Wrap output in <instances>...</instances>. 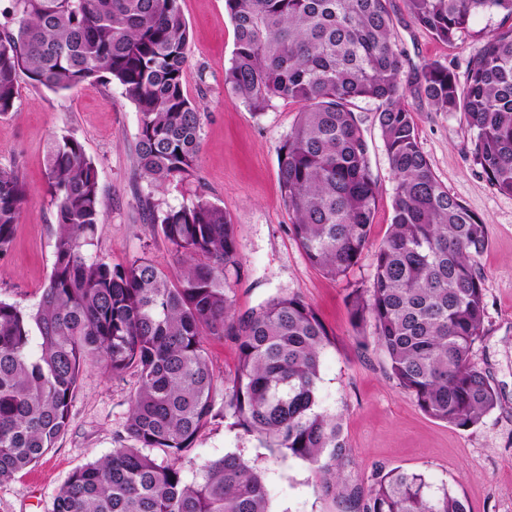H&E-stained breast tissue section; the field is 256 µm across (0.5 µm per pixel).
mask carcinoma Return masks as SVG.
Instances as JSON below:
<instances>
[{"label":"carcinoma","instance_id":"obj_1","mask_svg":"<svg viewBox=\"0 0 512 512\" xmlns=\"http://www.w3.org/2000/svg\"><path fill=\"white\" fill-rule=\"evenodd\" d=\"M411 20L451 43L481 14L502 16L465 79L437 62L406 69L391 0H224L235 47L224 71L231 101L256 114L276 99L300 106L279 148L291 232L307 260L336 279L370 246L379 188L357 124L359 101L377 104L395 182L392 223L374 254L369 287L347 294L351 318L371 320L391 374L430 418L480 425L501 394L472 359L484 334L478 258L487 224L448 194L420 146L407 93L463 114L471 156L512 195V0H403ZM0 31V116L15 110L18 76L54 93L85 83L122 88L139 122L137 167L155 187L197 168L206 113L183 86L190 31L180 0H10ZM56 209L54 262L37 309L0 300V484L35 465L66 433L88 358L112 375L132 369L125 440L131 446L76 467L52 512H270L262 472L227 453L189 478L182 460L221 397L232 426L266 448L324 473L318 491L345 494L336 418L318 405L329 333L297 296L234 321L227 271L239 263L234 224L197 198L178 209L145 202L181 257L171 275L139 257L91 260L100 208L98 172L73 136L46 149ZM28 194L16 166L0 167V257ZM234 337L237 366L220 379L204 337ZM362 512H471L467 500L407 470L376 473Z\"/></svg>","mask_w":512,"mask_h":512}]
</instances>
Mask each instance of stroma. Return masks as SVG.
<instances>
[{"mask_svg":"<svg viewBox=\"0 0 512 512\" xmlns=\"http://www.w3.org/2000/svg\"><path fill=\"white\" fill-rule=\"evenodd\" d=\"M190 28L184 91L209 117L194 176L156 189L136 164L138 116L118 85L84 84L55 94L18 78L14 112L0 116V166H18L30 195L15 226L11 248L0 260V300L35 309L54 261L55 208L48 194L45 146L55 136L80 140L98 170L104 215L87 249L89 257L124 266L139 257L168 273L179 264L168 242L149 224L144 201L180 207L205 197L222 207L236 227L240 260L228 273L236 320L280 296H298L317 312L331 342L321 356L319 406L334 416L346 445L339 471L348 492L366 498L376 471L424 474L465 498L471 512H512V196L497 192L470 157V134L461 114L432 109L408 97L419 142L449 193L482 218L488 244L478 263L484 274V335L473 359L501 393L500 406L477 428L463 431L426 416L389 374L373 341L374 325H354L345 301L349 283L368 286L374 254L366 252L348 278L331 280L312 266L291 231L292 216L281 195L279 148L292 129L298 106L277 100L257 115L232 103L224 70L235 43L224 0H181ZM397 40L411 63L436 60L465 74L482 46L483 32L498 16L480 15L454 42L435 40L413 25L403 0H392ZM358 125L368 144L379 185L371 242L379 244L392 220L394 179L378 127L376 105L360 102ZM133 373L112 375L92 363L80 380L70 425L37 464L0 484V512H51L70 472L120 447ZM237 452L265 474L270 512H345L341 499L322 495L319 478L302 461L285 459L252 436L230 428L223 416L209 419L183 460L186 475L204 462Z\"/></svg>","mask_w":512,"mask_h":512,"instance_id":"obj_1","label":"stroma"}]
</instances>
